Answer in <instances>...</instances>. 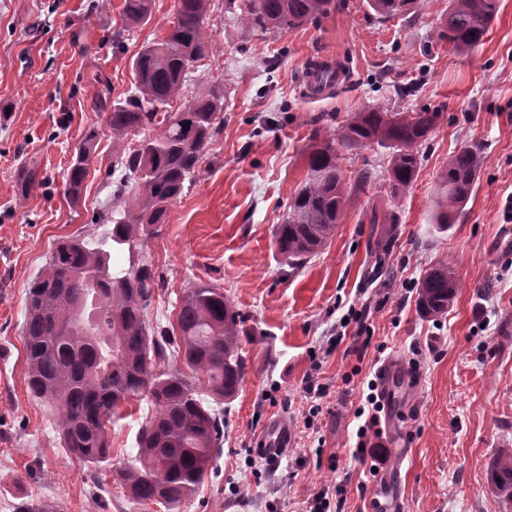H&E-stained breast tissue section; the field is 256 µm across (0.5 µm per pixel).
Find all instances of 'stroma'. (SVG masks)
I'll list each match as a JSON object with an SVG mask.
<instances>
[{"label": "stroma", "mask_w": 512, "mask_h": 512, "mask_svg": "<svg viewBox=\"0 0 512 512\" xmlns=\"http://www.w3.org/2000/svg\"><path fill=\"white\" fill-rule=\"evenodd\" d=\"M287 31L262 32L210 0L211 49L180 100L218 88L224 129L202 168L169 209V221L121 265L151 263L162 286L148 311L158 328L176 321L193 283L223 288L245 318V376L224 402V437L196 493L178 512H307L320 490L345 487L344 512H512L490 481L499 449L512 448V0H499L484 42L456 54L435 32L448 0L378 19L366 0ZM123 0H0V512L35 500L57 512L142 510L124 499L111 473L92 477L62 448L57 416L27 388L22 339L27 286L54 244L96 242L112 209V138L98 95L134 90L131 61L169 28L176 0H154L150 19L121 48L104 40L121 25ZM340 66L345 80L318 101L300 78L308 63ZM106 84H99V77ZM437 113L412 188L391 199L384 149L342 150L354 189L326 247L291 268L272 235L306 175L312 117L343 126L353 113ZM100 130L81 197L65 174L90 129ZM484 164L456 224L434 217L438 176L463 145ZM44 177L20 198L29 162ZM370 180L354 181L361 172ZM394 220L384 264H375L371 216ZM448 261L460 288L442 317L421 315L417 287L426 269ZM368 311L367 351L333 344L348 310ZM390 398L382 424L387 462L365 474L353 456L352 420L377 368ZM328 386L322 413L306 425L307 376ZM148 401L110 428L112 460L133 456ZM291 440L278 470L259 454L270 421Z\"/></svg>", "instance_id": "1"}]
</instances>
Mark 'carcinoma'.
Segmentation results:
<instances>
[{
  "label": "carcinoma",
  "instance_id": "carcinoma-1",
  "mask_svg": "<svg viewBox=\"0 0 512 512\" xmlns=\"http://www.w3.org/2000/svg\"><path fill=\"white\" fill-rule=\"evenodd\" d=\"M376 16L387 20L415 7L419 0H366ZM152 0H123L124 25L109 36L124 42L126 29L151 17ZM210 0H177L165 37L141 49L132 60L135 89L112 104L98 97L107 112L116 161L112 222L115 248H143L165 224L168 209L184 191L185 181L201 169L211 139L224 126V93L212 91L172 109L195 64L209 44ZM224 8L257 30L288 29L312 23L338 9L336 0H224ZM498 10V0H449L448 16L437 38L461 54L484 41ZM438 113L411 114L373 107L357 112L336 129L310 121L307 173L274 229L277 251L288 265L298 267L325 248L342 214L347 184L338 147L375 142L389 150V190L393 197L414 183L421 147L432 132ZM146 128V136L130 148L125 138ZM98 132L90 130L73 152L66 173L69 198L80 197L93 157ZM473 145L448 160L438 180L436 223H456L482 167ZM35 166L25 171L21 187L27 197L43 184ZM380 225L375 253L383 264L392 227L387 218L372 215ZM160 286L152 265L113 264L111 252L92 247L78 236L61 239L45 268L31 281L22 326L27 386L33 398L52 404L58 415L62 446L91 470L116 473L123 497L144 507L163 506L168 512L193 495L224 437V418L215 406L233 399L245 375L241 353L247 335L245 320L220 288L196 283L181 299L177 329L157 331L148 309ZM460 288L448 261L426 271L418 285V305L425 317H437ZM177 345L182 360L196 377L162 367L169 346ZM147 400L154 413L141 426L136 453L112 464L110 424L120 408ZM491 482L512 501V452L498 453Z\"/></svg>",
  "mask_w": 512,
  "mask_h": 512
}]
</instances>
